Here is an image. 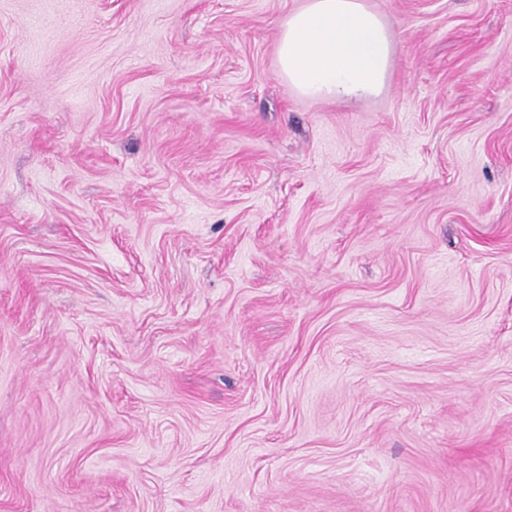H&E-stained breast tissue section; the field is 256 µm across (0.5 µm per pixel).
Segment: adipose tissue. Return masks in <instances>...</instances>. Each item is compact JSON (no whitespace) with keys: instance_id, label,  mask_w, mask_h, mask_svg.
Returning a JSON list of instances; mask_svg holds the SVG:
<instances>
[{"instance_id":"1","label":"adipose tissue","mask_w":512,"mask_h":512,"mask_svg":"<svg viewBox=\"0 0 512 512\" xmlns=\"http://www.w3.org/2000/svg\"><path fill=\"white\" fill-rule=\"evenodd\" d=\"M278 55L281 76L297 92L341 101L381 92L392 41L364 0H307L285 21Z\"/></svg>"}]
</instances>
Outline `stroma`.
I'll use <instances>...</instances> for the list:
<instances>
[{
    "label": "stroma",
    "instance_id": "obj_1",
    "mask_svg": "<svg viewBox=\"0 0 512 512\" xmlns=\"http://www.w3.org/2000/svg\"><path fill=\"white\" fill-rule=\"evenodd\" d=\"M0 0V512H512V0ZM280 74L303 96L341 101L383 89L391 66L386 23L363 0H307L279 39Z\"/></svg>",
    "mask_w": 512,
    "mask_h": 512
}]
</instances>
